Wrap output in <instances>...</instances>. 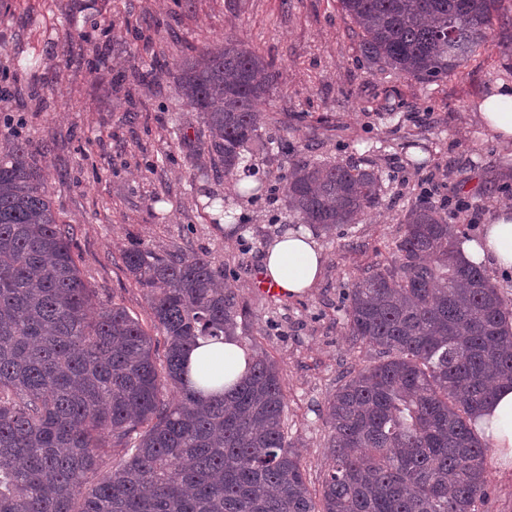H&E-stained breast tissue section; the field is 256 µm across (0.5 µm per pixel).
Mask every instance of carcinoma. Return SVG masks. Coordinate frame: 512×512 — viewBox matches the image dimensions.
<instances>
[{
  "instance_id": "1",
  "label": "carcinoma",
  "mask_w": 512,
  "mask_h": 512,
  "mask_svg": "<svg viewBox=\"0 0 512 512\" xmlns=\"http://www.w3.org/2000/svg\"><path fill=\"white\" fill-rule=\"evenodd\" d=\"M363 57L419 82L448 78L486 45L498 0H339ZM273 64L234 40L184 63L177 91L224 174L258 173V105ZM288 208L327 234L379 204L382 177L356 162L291 161ZM395 257L345 298L348 336L375 356L326 401L330 460L312 495L288 440L287 393L258 352L227 396L184 380L194 342L234 334L238 275L204 254L135 245L122 255L159 343L102 303L19 142L0 155V512H485L489 447L475 418L512 387V305L457 255L448 211L421 194ZM111 469L102 471L106 460Z\"/></svg>"
}]
</instances>
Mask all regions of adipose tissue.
Instances as JSON below:
<instances>
[{
    "label": "adipose tissue",
    "instance_id": "adipose-tissue-1",
    "mask_svg": "<svg viewBox=\"0 0 512 512\" xmlns=\"http://www.w3.org/2000/svg\"><path fill=\"white\" fill-rule=\"evenodd\" d=\"M483 125L493 131L503 145L512 146V87L498 86L477 104ZM462 256L473 263L490 262L512 268V207L505 206L486 224L481 241H467ZM322 257L309 230H291L265 250L262 269L284 296L300 295L312 288L321 274ZM249 352L235 337L223 342H202L188 354L187 383L198 387L203 372L213 377L212 390L232 389L244 376ZM475 430L488 440L494 456L504 468L512 469V389L500 388Z\"/></svg>",
    "mask_w": 512,
    "mask_h": 512
}]
</instances>
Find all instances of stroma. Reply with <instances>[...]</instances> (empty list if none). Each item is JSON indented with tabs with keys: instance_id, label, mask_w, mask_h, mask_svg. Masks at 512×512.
<instances>
[{
	"instance_id": "1",
	"label": "stroma",
	"mask_w": 512,
	"mask_h": 512,
	"mask_svg": "<svg viewBox=\"0 0 512 512\" xmlns=\"http://www.w3.org/2000/svg\"><path fill=\"white\" fill-rule=\"evenodd\" d=\"M357 32L338 0H0V151L24 144L74 229L84 278L147 331L151 309L124 250L179 248L238 270L239 339L278 364L313 491L328 465L325 401L372 356L349 341L347 289L391 258L419 193L474 239L512 205V153L474 115L478 98L512 84V0L498 2L492 41L435 82L372 67ZM228 37L277 72L263 131L288 148L249 152L267 183L292 160L356 161L382 176L381 200L359 223L314 231L322 273L300 296L270 298L255 284L264 248L295 225L284 196L253 199L236 177L211 174L202 124L175 90L184 60Z\"/></svg>"
}]
</instances>
